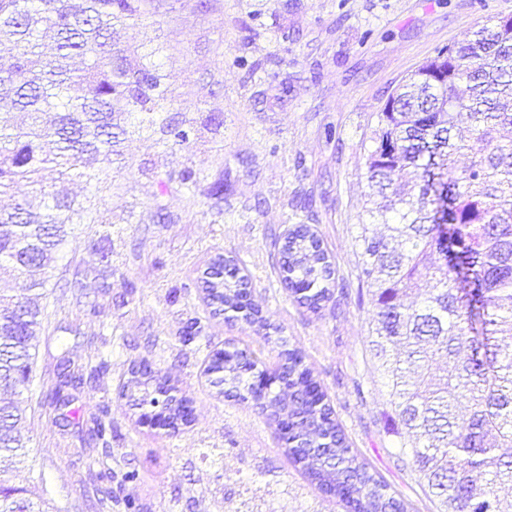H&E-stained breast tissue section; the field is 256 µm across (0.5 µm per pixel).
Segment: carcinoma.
<instances>
[{"label": "carcinoma", "mask_w": 512, "mask_h": 512, "mask_svg": "<svg viewBox=\"0 0 512 512\" xmlns=\"http://www.w3.org/2000/svg\"><path fill=\"white\" fill-rule=\"evenodd\" d=\"M151 0H0V195L21 183L44 191L43 173L71 177L90 157L112 162L128 137L170 149L206 153L220 143L223 119L199 107L176 111L171 73L155 57L159 47L121 45L113 35L146 26ZM83 88L73 97L69 90ZM467 112L478 148L455 140L454 114ZM512 17L448 45L406 78L378 113L375 147L366 166L370 188L391 192L390 203L367 209L359 236L364 281L372 288L376 323L372 365L384 379L389 430L399 438L412 474L437 512H512L500 485L512 482ZM468 152L459 168L457 156ZM179 183L194 193L200 172L187 165ZM76 224L112 226L99 211L53 196L41 212L18 203L0 210V276L23 279L16 295L0 291V512H46L28 490L9 484L21 462L19 397L33 380L43 300L56 254ZM372 224L386 226L378 234ZM280 254L282 280L316 310L336 281L330 255L308 226L288 230ZM247 282L233 260L217 254L201 277L214 313L237 306ZM423 294L420 305L406 300ZM279 343L278 378L263 410L288 421V458L317 486L347 501L353 512H408V503L352 448L327 395L301 352ZM212 386L248 399L243 352L209 353ZM103 360L59 357L52 406L66 419L72 391L108 371ZM120 394L139 410L138 425L173 431L192 422L191 402L171 378L137 361L123 373ZM467 403L461 415L459 400ZM100 456L88 465L106 512L117 504L141 512L123 494L138 472L113 457L112 419L89 415Z\"/></svg>", "instance_id": "obj_1"}]
</instances>
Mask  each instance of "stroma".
<instances>
[{
	"label": "stroma",
	"instance_id": "obj_1",
	"mask_svg": "<svg viewBox=\"0 0 512 512\" xmlns=\"http://www.w3.org/2000/svg\"><path fill=\"white\" fill-rule=\"evenodd\" d=\"M152 0L160 26L123 32L119 42L155 39L173 76L177 107L222 111V150L198 155L206 181L224 180V197L179 191L159 195L140 168L184 154L131 138L102 179L56 182L113 221L110 241L96 224L79 225L57 254L48 324L36 350L35 381L24 396L27 458L14 485L41 496L50 512H101L87 466L101 451L73 421L57 419L44 395L62 351L104 360L87 382L79 415L107 408L112 448L140 478L125 492L143 512H347L345 502L311 483L288 459L277 425L249 401L218 394L204 374L209 349L233 342L274 368L278 346L261 332L213 315L196 286L209 259L234 257L251 283L262 320L298 347L327 390L352 445L409 505L435 506L401 462L382 419L385 387L371 367V290L360 280L357 236L369 206L365 154L377 115L402 79L475 27L512 16V0ZM262 27H254L253 15ZM263 62L256 74L239 56ZM336 129L326 141L325 127ZM165 212H158V205ZM311 225L336 268L334 298L312 310L288 295L278 242L293 224ZM196 320L201 336L182 345ZM168 373L191 401L192 423L178 432L137 426L117 386L130 361Z\"/></svg>",
	"mask_w": 512,
	"mask_h": 512
}]
</instances>
